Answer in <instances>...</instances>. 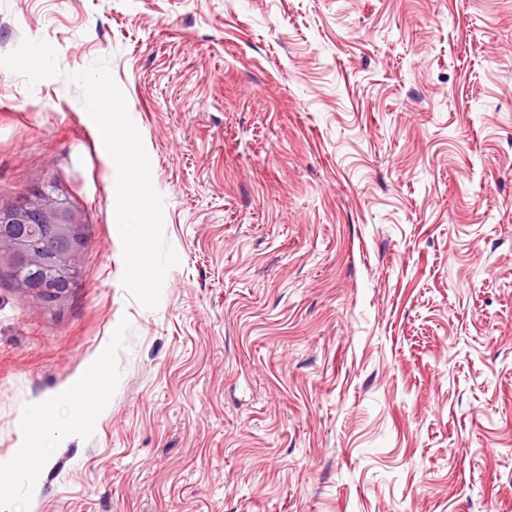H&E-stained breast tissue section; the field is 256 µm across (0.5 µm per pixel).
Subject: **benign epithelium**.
<instances>
[{
    "label": "benign epithelium",
    "mask_w": 512,
    "mask_h": 512,
    "mask_svg": "<svg viewBox=\"0 0 512 512\" xmlns=\"http://www.w3.org/2000/svg\"><path fill=\"white\" fill-rule=\"evenodd\" d=\"M81 226L76 210L49 185L11 207H0V264L13 270L16 288L62 301L63 286L78 271Z\"/></svg>",
    "instance_id": "7a95c632"
}]
</instances>
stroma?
I'll return each mask as SVG.
<instances>
[{
    "mask_svg": "<svg viewBox=\"0 0 512 512\" xmlns=\"http://www.w3.org/2000/svg\"><path fill=\"white\" fill-rule=\"evenodd\" d=\"M46 183L83 261L53 308L0 270V512H512V0H0V206Z\"/></svg>",
    "mask_w": 512,
    "mask_h": 512,
    "instance_id": "1",
    "label": "stroma"
}]
</instances>
